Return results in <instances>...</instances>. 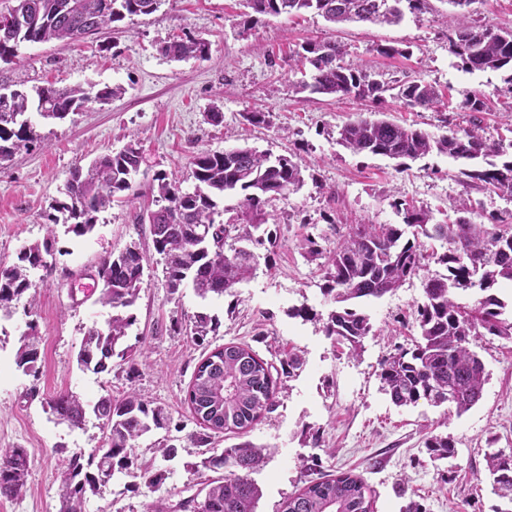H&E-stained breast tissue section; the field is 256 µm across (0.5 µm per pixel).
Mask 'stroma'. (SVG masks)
<instances>
[{"label":"stroma","mask_w":512,"mask_h":512,"mask_svg":"<svg viewBox=\"0 0 512 512\" xmlns=\"http://www.w3.org/2000/svg\"><path fill=\"white\" fill-rule=\"evenodd\" d=\"M429 6V13L406 14L394 26L350 24L338 30L311 13L256 18L244 0H163L153 14L125 19L84 41L26 43L12 62L0 63V84L28 89L49 81L120 90L108 104L89 105L62 121L34 118L41 143L0 164L2 264L15 263L23 246L43 240L46 216L74 166L133 139L154 170L186 190L194 186L190 158L202 149L249 145L275 156L292 154L304 178L288 199L267 206L264 229L277 240L257 253L269 264L258 267L234 298L203 304L189 287L169 293L149 227L137 222L133 207L113 204L99 214L90 235H58L47 266L33 275L35 289L11 318L0 320V454L22 448L30 459L24 492L0 498V512H58L60 469L73 453H90L103 442L95 417L79 428L57 423L44 406L49 395L70 390L92 403L133 389L165 406L190 433L196 426L184 396L193 371L210 347L230 341L248 344L273 364L290 351L303 362L294 377L283 379L274 411L248 434L273 450L255 475L262 490L256 512H281L285 498L314 479L316 473L306 468L313 455L321 457L322 473L362 475L375 492L377 512H400L412 499L427 512H494L500 500L487 478L484 450L491 443L512 449V339L476 342L489 380L464 415L423 400L396 406L381 388L378 362L417 337L421 278L367 305L378 334L365 340L361 355L352 356L324 332L332 304L321 291L318 261L306 258L312 233L323 235V248L334 247L331 223H401L399 201L427 206L436 222L448 216L478 223L512 217V200L491 187L463 183L461 162L447 155L433 153L401 169L394 160L355 155L337 142L349 118L377 110L436 136L474 120L491 139L512 131V94L502 72L458 68L448 50L454 9L447 0H429ZM182 33L209 42L206 59L161 55L160 45ZM330 38L346 45L344 65L387 80H423L449 92L456 103L480 93L488 109L442 114L392 98L378 106L298 91L302 75L290 71V60L306 42ZM214 112L221 113L220 123L210 122ZM250 112L268 113V124H251ZM132 242L149 257L133 308L137 321L127 338L137 353L136 370L130 377L117 368L100 374L80 370L76 353L85 333L111 315L110 308L85 298L87 275ZM301 308L308 317L298 316ZM203 309L220 322L206 346L186 333L191 316ZM31 321L42 337L35 377L15 364L19 337ZM432 433L454 441L453 468L431 463L424 439ZM163 436L155 431L136 449L163 473L158 488L133 485L120 475L88 497L85 512H144L160 499L173 507L197 492L210 477L190 468L200 459L197 448L185 446L175 460H163L154 451ZM328 448L333 457L325 456Z\"/></svg>","instance_id":"1"}]
</instances>
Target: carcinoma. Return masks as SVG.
Instances as JSON below:
<instances>
[{
  "instance_id": "1",
  "label": "carcinoma",
  "mask_w": 512,
  "mask_h": 512,
  "mask_svg": "<svg viewBox=\"0 0 512 512\" xmlns=\"http://www.w3.org/2000/svg\"><path fill=\"white\" fill-rule=\"evenodd\" d=\"M7 15H21L17 28H0V62L10 63L25 43L52 40L79 41L127 17L150 15L161 0H14ZM254 13L262 16H293L313 11L333 24L363 22L397 25L404 16L402 3L414 14L428 12V0H246ZM476 0H448L457 9L456 25L448 30V50L461 69L471 71L511 70L504 78L512 87V28L483 25L473 18ZM209 43L190 34L178 36L160 46L171 59H204ZM345 46L336 40L311 41L297 53V62L311 73V82L302 88L312 93L353 97L373 103L385 101V93L411 108L438 111L484 112L485 98L472 95L458 104L433 85L419 79L379 81L368 72L344 67L337 59ZM36 100L23 89H7L0 94V163L29 150L37 140L31 109L44 119H63L90 104H104L116 95L106 86L94 90L60 89L52 84L35 88ZM339 143L353 154H371L390 159L417 160L437 152L461 160L460 171L471 186H489L512 197V139L491 140L480 127L451 129L433 136L411 125L359 116L343 124ZM151 168L136 142L120 151L99 156L87 169L77 168L67 180L64 198L55 201L49 215L43 243L26 246L18 263L0 264V318L9 319L26 294L34 287L31 272L39 268L42 256L51 254L54 227L83 237L93 231L98 214L132 188V178L141 167ZM193 190H184L161 171L148 184L154 208L137 215L150 225L155 251L163 256L164 277L170 293L189 282L196 295L237 296L238 286L249 280L258 266L253 247L272 238L254 235L261 229L264 207L284 199L303 182L302 169L293 157L270 154L251 147L232 152L201 150L190 160ZM230 194H239L238 207L243 223L219 220V203ZM336 244L321 248L312 235L307 237L309 255L321 257L323 295L334 308L324 326L325 334L352 353H360L364 341L377 335L370 315L361 306L371 298L392 294L424 270L427 256L445 268V273L424 277V301L417 305L419 338L410 348H399L379 361L378 377L383 390L399 406H415L425 400L435 406L448 404L457 415L469 411L481 398L488 374L478 354L471 348L479 336L512 339V316L508 303L492 290L502 280L512 281V224L491 219L476 224L466 218L446 217L431 223L424 207H404L401 224H330ZM146 255L137 245L103 258L99 267L107 285L97 302L112 309L102 328H92L82 339L77 361L84 370L96 374L111 371L113 358L135 370L133 348L124 345L136 317V304L144 282ZM216 331L213 318L198 312L191 318L188 335L202 345ZM16 367L25 375L39 372L41 336L30 322L20 337ZM301 360L288 354L280 360V370L264 360L249 345L227 342L214 348L195 367L186 390L185 402L199 433L188 440L205 455L201 464L223 477L210 479L204 496L196 495L180 503L185 512H256L261 497L252 474L271 454L245 436L276 405L281 377H292ZM61 422L70 427L85 423L87 409L102 420L105 447L89 456L74 454L60 472L59 512H84L88 495L115 476L139 475L150 486L162 475L136 455L138 441L154 429L169 430L173 418L162 406L145 399L135 390L115 397H100L93 406L72 391H62L47 401ZM232 433L242 442L218 450L209 447L211 434ZM434 466L451 463L457 449L448 437L430 435L425 441ZM181 442L164 438L154 444L166 461L178 457ZM486 471L493 493L501 500L495 512H512V452L488 448L484 452ZM30 460L22 448L0 456V498L12 499L24 489ZM282 512H375L373 491L352 471H340L313 480L282 503Z\"/></svg>"
}]
</instances>
